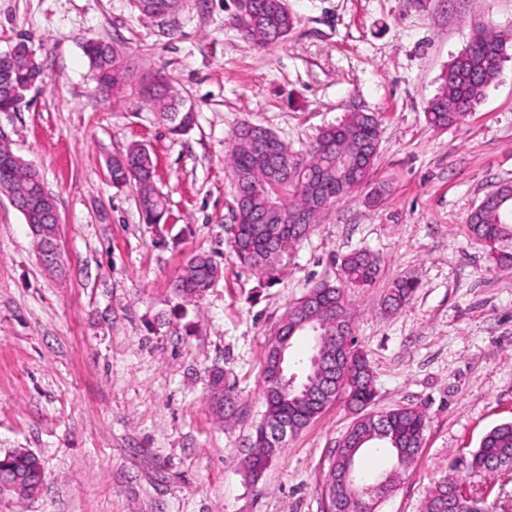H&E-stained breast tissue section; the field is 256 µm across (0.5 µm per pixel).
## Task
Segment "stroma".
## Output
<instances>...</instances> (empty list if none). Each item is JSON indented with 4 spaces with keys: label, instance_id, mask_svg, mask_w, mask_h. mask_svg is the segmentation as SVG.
I'll return each mask as SVG.
<instances>
[{
    "label": "stroma",
    "instance_id": "obj_1",
    "mask_svg": "<svg viewBox=\"0 0 512 512\" xmlns=\"http://www.w3.org/2000/svg\"><path fill=\"white\" fill-rule=\"evenodd\" d=\"M294 28L252 50L229 22L232 0H186L143 17L136 0H0V52L29 39L48 78L0 137L37 168L59 211L63 267L42 266L22 214L0 194V456L32 452L39 492H0V512H324L329 458L354 420L327 409L258 482L241 461L262 418L266 347L287 306L336 281L343 256L381 260L348 294L356 346L374 372L376 409L409 406L427 429L416 462L380 512H420L442 473L483 512H512V471L469 468L493 426L512 421V239L486 244L467 227L486 194L512 183V47L460 124L428 126L439 76L484 25L512 34V0H288ZM102 40L129 67L122 90L98 91L83 52ZM162 74L194 103L186 135L168 133L140 87ZM354 111L379 112L371 181L331 204L265 276L229 245L232 189L224 156L243 124L293 150ZM136 144L155 159L170 219L142 221L112 159ZM223 273L199 300L174 279L195 253ZM420 287L402 309L382 301L394 279ZM223 369L241 412L224 422L210 396Z\"/></svg>",
    "mask_w": 512,
    "mask_h": 512
}]
</instances>
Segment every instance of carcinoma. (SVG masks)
Wrapping results in <instances>:
<instances>
[{
	"label": "carcinoma",
	"mask_w": 512,
	"mask_h": 512,
	"mask_svg": "<svg viewBox=\"0 0 512 512\" xmlns=\"http://www.w3.org/2000/svg\"><path fill=\"white\" fill-rule=\"evenodd\" d=\"M255 24L230 17L233 27L254 50L285 39L294 28V18L280 0H248ZM507 38L491 30H479L470 43L450 62L441 75L437 93L426 110L430 126L442 130L459 124L484 96L500 75L495 61L506 51ZM84 54L95 71L99 89L114 92L126 83V71L115 48L100 40L84 43ZM28 41L0 54V112H17L26 89L44 82L43 68L31 66ZM155 93L144 96L168 124L169 133L183 136L194 129L195 105L170 93V82L159 76ZM380 115L375 112H351L339 124L321 129L305 149L291 150L272 131L256 125L260 142L249 138V127L241 126L226 154L233 185L235 218L230 246L240 265L264 274L274 268L288 247L306 238L329 204L350 197L370 181L377 158ZM112 181L134 186L143 221L166 224L169 208L165 196L155 185V162L140 145L130 147L125 156L112 161ZM8 190L16 198L17 208L36 210L34 200L42 189L36 172L26 164L0 167V191ZM469 230L479 241L493 244L512 236V183L504 185L495 198L476 207L469 216ZM380 270L379 259L367 251H356L340 262L338 283L319 282L297 299L280 319L267 345L264 362L263 398L265 414L251 437V448L243 461L247 476L256 481L272 459L283 449L288 436L295 435L321 416V410L309 393L320 384L312 360L294 359L285 354L286 379L298 375V387L272 379V355L283 337L308 336V331H293L300 316L313 319L319 333L328 337L325 351L339 356L336 393L328 404L345 398L358 416L347 430L341 445L333 451L325 474L324 495L332 512H376L396 487L401 471L411 466L423 447L427 421L413 407L399 406L385 411H370L375 401L373 372L369 361L356 348L352 316L346 289L371 285ZM221 266L207 254H195L175 280V288L189 299L201 296ZM419 285L408 276L396 278L384 297L383 307L394 312L406 305ZM211 393L220 410L234 416L238 394L236 386L217 371L211 379ZM384 448L389 453L390 470L369 476L363 470L365 451ZM11 465L0 469V484L21 479L20 494L30 496L41 483L38 458L16 448L10 452ZM470 467L492 475L512 469V422L491 428L472 451ZM461 477L444 474L429 491L422 512H482L479 504L462 500L457 494Z\"/></svg>",
	"instance_id": "carcinoma-1"
}]
</instances>
